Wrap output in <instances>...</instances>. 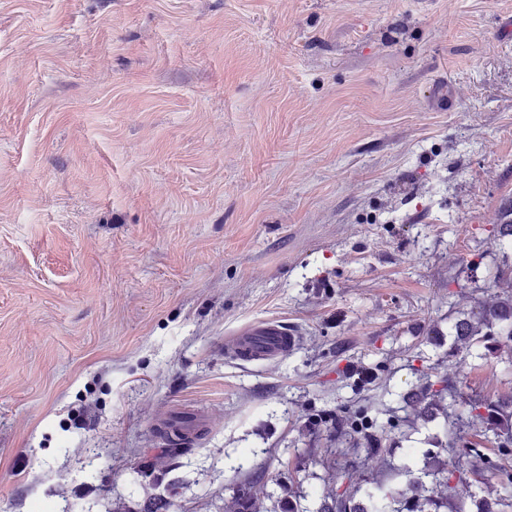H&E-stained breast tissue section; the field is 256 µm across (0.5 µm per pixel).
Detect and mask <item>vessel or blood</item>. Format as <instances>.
Here are the masks:
<instances>
[{
	"label": "vessel or blood",
	"mask_w": 512,
	"mask_h": 512,
	"mask_svg": "<svg viewBox=\"0 0 512 512\" xmlns=\"http://www.w3.org/2000/svg\"><path fill=\"white\" fill-rule=\"evenodd\" d=\"M297 342V336L282 323L263 321L227 337L224 353L239 362H266L287 356Z\"/></svg>",
	"instance_id": "vessel-or-blood-1"
}]
</instances>
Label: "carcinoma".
<instances>
[{
    "label": "carcinoma",
    "instance_id": "1",
    "mask_svg": "<svg viewBox=\"0 0 512 512\" xmlns=\"http://www.w3.org/2000/svg\"><path fill=\"white\" fill-rule=\"evenodd\" d=\"M454 336L463 344H479L489 354L512 343V293L495 296L493 302L477 303L471 311L461 312L454 323ZM458 398L457 382L450 377L426 381L417 395L416 415L430 420L443 419L444 429L454 435L457 445L429 448L422 454L421 465L406 463L382 478L357 482V465L347 460L336 464L331 478L339 488L323 494L318 506L301 511L288 503L286 512H512V498L475 493L469 511L458 498L459 487L470 484L490 471L500 489L512 490V470L498 459L512 456V396L497 400L471 399L466 403V417L454 413ZM390 424L368 415L364 407L342 408L336 413V435L355 437L366 444V454L380 453ZM492 433L497 443L496 457L482 453L479 443L469 433ZM191 440L180 436L168 440L161 455V465L170 466L178 455L189 452ZM267 497L264 483L251 478L241 484L226 512H260Z\"/></svg>",
    "mask_w": 512,
    "mask_h": 512
}]
</instances>
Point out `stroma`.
Returning <instances> with one entry per match:
<instances>
[{
  "mask_svg": "<svg viewBox=\"0 0 512 512\" xmlns=\"http://www.w3.org/2000/svg\"><path fill=\"white\" fill-rule=\"evenodd\" d=\"M512 0H0V512L314 507L339 407L402 418L512 265ZM290 326L286 357L224 339ZM209 426L169 469L156 426ZM392 431L361 476L420 461ZM297 342V336L281 322L263 321L227 337L224 354L244 363L266 362L287 356ZM207 425L208 421L204 417H196L190 421H185L180 418H170L159 424L158 429L160 427L174 429V431L169 432V436L172 438H174V434L176 433L193 437L196 434H199L201 430H204ZM175 429L177 431H175ZM266 497L269 495L264 483L251 478L239 486L236 496L227 504L226 512H260Z\"/></svg>",
  "mask_w": 512,
  "mask_h": 512,
  "instance_id": "obj_1",
  "label": "stroma"
}]
</instances>
